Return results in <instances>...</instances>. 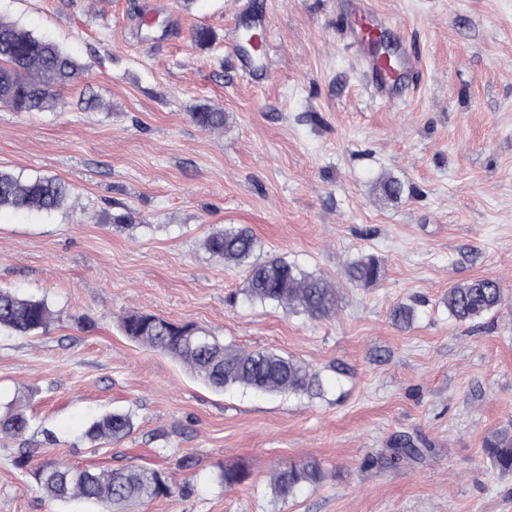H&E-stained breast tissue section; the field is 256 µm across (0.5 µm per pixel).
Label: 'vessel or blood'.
<instances>
[{
  "label": "vessel or blood",
  "instance_id": "obj_1",
  "mask_svg": "<svg viewBox=\"0 0 512 512\" xmlns=\"http://www.w3.org/2000/svg\"><path fill=\"white\" fill-rule=\"evenodd\" d=\"M351 12L354 22L349 23V41L358 52L364 83L373 101L390 103L405 99L406 76L421 65L419 54L410 51L407 43L393 46L396 66H389L382 55L376 53L374 44L394 35L390 21L375 7L374 0H353Z\"/></svg>",
  "mask_w": 512,
  "mask_h": 512
}]
</instances>
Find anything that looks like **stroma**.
I'll list each match as a JSON object with an SVG mask.
<instances>
[{"mask_svg": "<svg viewBox=\"0 0 512 512\" xmlns=\"http://www.w3.org/2000/svg\"><path fill=\"white\" fill-rule=\"evenodd\" d=\"M154 2L0 0L1 19L84 66L53 109L0 106V170L72 187L49 214L0 210V288L55 314L33 335L0 332V412L20 403L30 419L0 439V512H98L43 496L22 448L164 472L173 492L145 512H512V473L484 448L512 432V0H376L422 57L410 96L383 105L334 0ZM258 6L268 41L248 74L236 46ZM206 106L223 131L192 120ZM227 224L249 225L261 257L330 279L335 316L247 300L245 270L203 246ZM364 254L384 269L368 287L345 277ZM477 278L505 301L457 322L448 289ZM400 304L412 323L394 321ZM131 311L293 356L322 392H212L124 336ZM111 411L132 413L130 436L82 439ZM402 437L418 455L379 464ZM300 459L323 481L276 498L272 472ZM232 466L248 477L228 488Z\"/></svg>", "mask_w": 512, "mask_h": 512, "instance_id": "1", "label": "stroma"}]
</instances>
